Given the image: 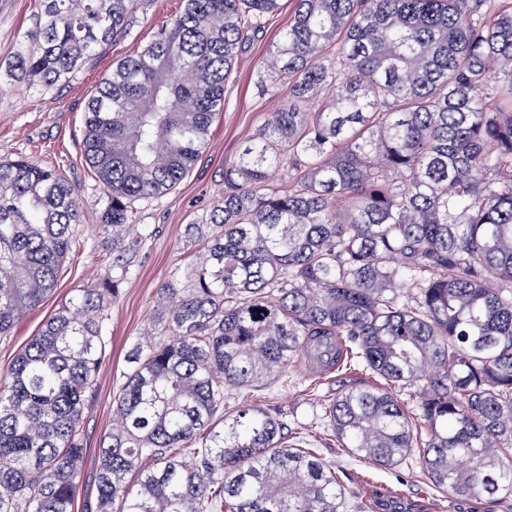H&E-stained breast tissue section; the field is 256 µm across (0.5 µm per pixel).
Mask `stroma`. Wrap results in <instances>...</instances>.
<instances>
[{
  "label": "stroma",
  "instance_id": "stroma-1",
  "mask_svg": "<svg viewBox=\"0 0 512 512\" xmlns=\"http://www.w3.org/2000/svg\"><path fill=\"white\" fill-rule=\"evenodd\" d=\"M180 6L181 0H139L127 37L101 50L66 83L47 90L11 79L0 64V159L22 155L32 164L60 170L73 188L84 219L53 294L19 322L12 336L0 340V377L54 310L76 289L89 287L106 272L112 241L101 231L99 217L107 196L84 156L85 106L113 64L140 50L157 29L174 19ZM290 10V4H283L277 14L266 18L263 32L245 45L235 77L224 88V110L194 169L172 192L137 204L148 237L111 306L110 358L84 401L81 428L87 455L76 492V512H84L97 497L93 473L101 441L112 427L113 397L128 369L125 357L134 345L144 342L158 290L183 264L185 227L221 197L225 162L235 157L278 104L277 99L259 95L254 73L287 25ZM32 14L33 0H0V56L31 27ZM373 383L357 365L313 376L301 369L288 383L262 386L241 394L239 401L281 412L290 443L348 474L343 512H512V498L467 500L441 494L432 487L418 457L378 466L343 448L324 409L337 393Z\"/></svg>",
  "mask_w": 512,
  "mask_h": 512
}]
</instances>
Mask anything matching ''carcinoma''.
<instances>
[{"mask_svg":"<svg viewBox=\"0 0 512 512\" xmlns=\"http://www.w3.org/2000/svg\"><path fill=\"white\" fill-rule=\"evenodd\" d=\"M137 2L37 0L8 75L66 82L128 34ZM281 2L182 0L89 97L83 149L112 252L0 386V512H75L85 394L146 240L130 234L135 202L188 176L242 45ZM255 84L282 100L186 225L192 259L113 398L95 512H341L335 469L284 445L283 420L224 412L303 361L386 381L326 408L353 456L416 453L443 493L512 497V0H292ZM82 223L59 170L0 160V339L53 293ZM405 281L417 293L401 303Z\"/></svg>","mask_w":512,"mask_h":512,"instance_id":"obj_1","label":"carcinoma"}]
</instances>
